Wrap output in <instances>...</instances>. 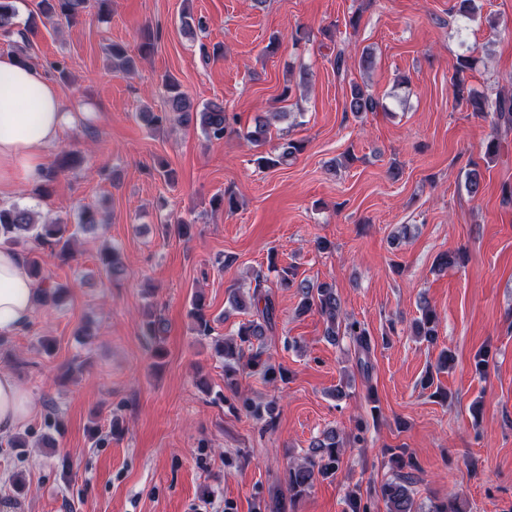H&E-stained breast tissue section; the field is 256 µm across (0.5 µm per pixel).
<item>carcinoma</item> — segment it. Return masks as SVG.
<instances>
[{
	"label": "carcinoma",
	"mask_w": 512,
	"mask_h": 512,
	"mask_svg": "<svg viewBox=\"0 0 512 512\" xmlns=\"http://www.w3.org/2000/svg\"><path fill=\"white\" fill-rule=\"evenodd\" d=\"M88 0H39L37 17L41 23L53 24L58 19L68 23L78 20L87 8ZM15 11L10 0H0V33L6 37L17 36L22 43H30L31 37L37 32L36 21L30 20L22 29L15 28ZM477 62L473 54L458 57L455 73L452 77L454 101L459 106L474 112L481 117L492 118V131L485 147L488 158L499 155L502 148V133L512 130V96L498 93L491 97L470 89L466 84L465 74L472 70ZM112 70L131 73L135 70V58L128 54L126 48L118 43L112 44ZM168 90V111L177 114V121L185 126H200L205 137L213 143H221L231 129L230 117L224 110V104L210 102L197 109L189 97L181 91L178 81L166 79ZM383 108L364 84L350 83V94L346 102V110L355 117L367 112H376ZM267 125L258 120L255 125L243 133L250 143L261 146L266 142ZM303 145L288 140L280 146V152L273 157L262 156L258 162L265 166H274L294 157L302 151ZM79 161L73 151L62 152L56 166L45 170L41 175L43 188H48L58 172L71 168ZM100 223L95 211L83 208L79 213L76 230L60 220L37 222L32 211L26 208L0 207V241L23 246L29 242L33 246L25 249V260L29 273L39 283L45 282L44 267L48 257L67 262L74 257L76 234L95 224ZM99 260L107 276L116 278L121 274V266L116 249L105 247L100 251ZM267 270L275 274L279 287L295 288L300 295L298 314L316 311L325 321L324 336L332 343L339 336L349 337L355 348V357L362 378L370 380L373 365L371 354L375 348L371 333L361 322L350 319L342 312V305L333 284L327 282L312 283L306 279L296 280L295 273L288 267H278L275 255H270ZM252 292L243 295L238 291L231 293L229 303L237 311L250 314V319L241 323L234 332V337L215 342L216 354L224 359V386L232 392L241 408L254 420L271 428L275 423L276 400L265 403L256 402L239 390L236 375L239 370L258 374L268 383L287 379L286 372L272 365L265 358L263 341L273 332L277 324V304L273 293L264 288V275L257 271L253 276ZM68 292L64 284L43 287L38 304L43 307L58 305ZM421 314L412 324V331L417 338L427 343L436 344L439 316L434 308L425 303L420 306ZM190 315L193 319V330L199 336H210L214 332L211 320L205 313L202 298L197 297L192 303ZM344 441L339 439L336 430L332 429L323 437L314 440L309 453L300 462L288 467L285 483L287 494L279 491L270 493L269 499L258 505V512H285L286 505L293 504L305 496L319 479H328L336 475L340 469ZM389 462L395 470L392 478L386 480L379 488V496L384 502L386 512H420V505L414 498L413 470L415 465L406 457L403 448L387 449ZM369 506L364 502L360 490L347 493L345 512H368Z\"/></svg>",
	"instance_id": "1"
}]
</instances>
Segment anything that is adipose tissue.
<instances>
[{
	"label": "adipose tissue",
	"instance_id": "ef3b65f1",
	"mask_svg": "<svg viewBox=\"0 0 512 512\" xmlns=\"http://www.w3.org/2000/svg\"><path fill=\"white\" fill-rule=\"evenodd\" d=\"M70 122L59 90L41 69L18 56L0 57V196L19 191L44 171L46 151ZM39 287L24 256L0 249V335L11 336L32 316ZM33 409L31 394L0 370V436L21 429Z\"/></svg>",
	"mask_w": 512,
	"mask_h": 512
}]
</instances>
